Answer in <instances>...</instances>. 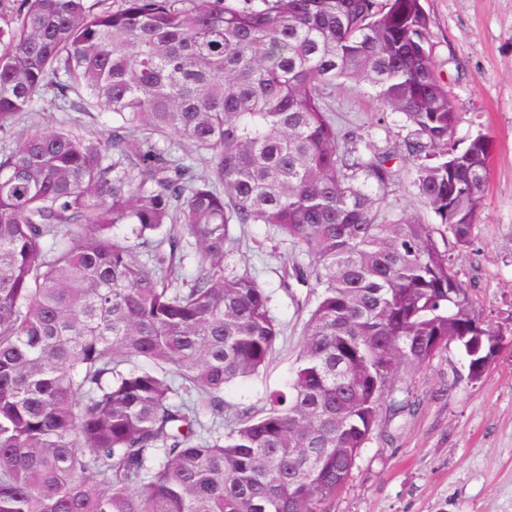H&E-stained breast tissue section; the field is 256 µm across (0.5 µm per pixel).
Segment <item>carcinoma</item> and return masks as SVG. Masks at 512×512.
Here are the masks:
<instances>
[{"instance_id": "obj_1", "label": "carcinoma", "mask_w": 512, "mask_h": 512, "mask_svg": "<svg viewBox=\"0 0 512 512\" xmlns=\"http://www.w3.org/2000/svg\"><path fill=\"white\" fill-rule=\"evenodd\" d=\"M429 22L422 0H0V133L46 91L114 117L0 150V512H321L411 370L472 343L483 378L504 332L452 252L491 148L452 140ZM339 80L405 116L399 149L355 150ZM399 153L440 223L382 216ZM233 224L275 227L318 293L288 390L226 428L224 389L282 335L224 272Z\"/></svg>"}]
</instances>
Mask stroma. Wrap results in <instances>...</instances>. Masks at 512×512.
Here are the masks:
<instances>
[{
	"mask_svg": "<svg viewBox=\"0 0 512 512\" xmlns=\"http://www.w3.org/2000/svg\"><path fill=\"white\" fill-rule=\"evenodd\" d=\"M423 5L435 71L459 107L454 138L464 146L481 134L491 144L474 244L456 252L455 267L486 320L498 326L512 317V0ZM322 95L336 120L357 131L361 153L397 149L409 133L404 116L382 111L366 83L340 81ZM35 108L36 119L0 134V145L62 120L83 135L102 136L112 128L111 113H62L47 96ZM393 167L399 177L383 200V213L436 223L413 184V161ZM232 234L226 268L250 274L266 290L283 334L263 371L226 388L229 421L284 388L315 305L310 285L284 286L286 268L304 260L291 241L268 224L236 226ZM407 386L409 411L386 421L362 448L346 485L323 503L324 512H512V343L480 381L468 379L464 352L453 343L409 373Z\"/></svg>",
	"mask_w": 512,
	"mask_h": 512,
	"instance_id": "1",
	"label": "stroma"
}]
</instances>
